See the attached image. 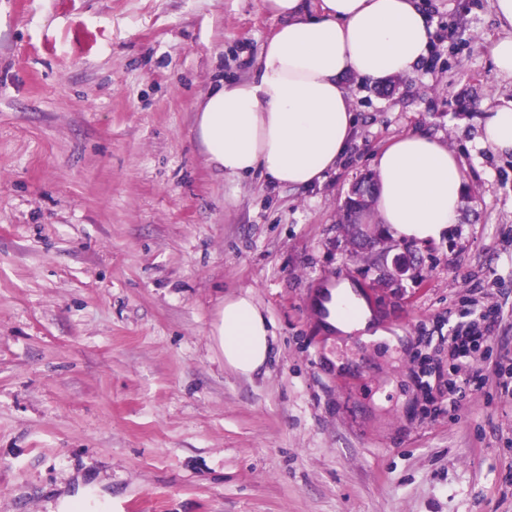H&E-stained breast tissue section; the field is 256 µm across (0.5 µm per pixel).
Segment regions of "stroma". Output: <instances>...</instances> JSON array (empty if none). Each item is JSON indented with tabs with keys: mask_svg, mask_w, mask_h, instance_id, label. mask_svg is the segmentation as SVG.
I'll return each mask as SVG.
<instances>
[{
	"mask_svg": "<svg viewBox=\"0 0 512 512\" xmlns=\"http://www.w3.org/2000/svg\"><path fill=\"white\" fill-rule=\"evenodd\" d=\"M432 66L347 75L357 133L310 188L235 178L194 140L195 98L255 74L260 0H0V512H512V153L481 129L512 79L492 0H421ZM424 130L463 161L433 244L340 224L373 152ZM384 250V251H385ZM348 279L391 340L339 336L316 303ZM504 310L489 382L448 408V317ZM250 292L272 355L250 377L212 325Z\"/></svg>",
	"mask_w": 512,
	"mask_h": 512,
	"instance_id": "1",
	"label": "stroma"
}]
</instances>
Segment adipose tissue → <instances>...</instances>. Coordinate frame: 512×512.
Wrapping results in <instances>:
<instances>
[{
  "label": "adipose tissue",
  "mask_w": 512,
  "mask_h": 512,
  "mask_svg": "<svg viewBox=\"0 0 512 512\" xmlns=\"http://www.w3.org/2000/svg\"><path fill=\"white\" fill-rule=\"evenodd\" d=\"M278 22L260 52L256 76L217 83L194 104V138L207 162L230 176L261 173L280 185L322 183L355 135L344 75L376 82L415 75L427 59L434 28L419 0H261ZM502 37L488 44L497 72L512 78V0H493ZM482 144L512 152V100L486 120ZM375 209L393 237L442 238L459 216L463 169L441 138L402 133L373 156ZM337 333L381 340L387 332L346 281L337 283ZM212 333L224 362L249 377L266 367L271 323L244 292L225 298Z\"/></svg>",
  "instance_id": "1"
}]
</instances>
